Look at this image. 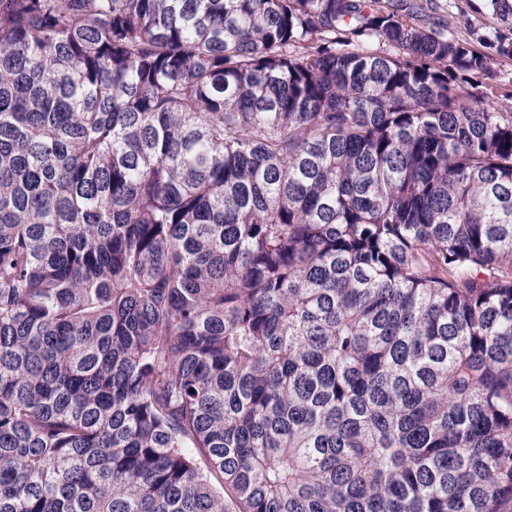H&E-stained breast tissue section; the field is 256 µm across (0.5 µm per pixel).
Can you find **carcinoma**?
I'll return each instance as SVG.
<instances>
[{
	"mask_svg": "<svg viewBox=\"0 0 512 512\" xmlns=\"http://www.w3.org/2000/svg\"><path fill=\"white\" fill-rule=\"evenodd\" d=\"M400 0H0V512H512V106Z\"/></svg>",
	"mask_w": 512,
	"mask_h": 512,
	"instance_id": "cac0c4a2",
	"label": "carcinoma"
}]
</instances>
